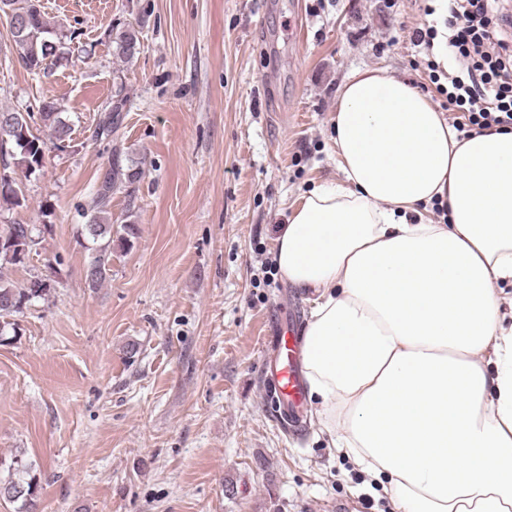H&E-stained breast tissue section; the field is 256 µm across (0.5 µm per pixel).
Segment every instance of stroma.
<instances>
[{
	"label": "stroma",
	"mask_w": 512,
	"mask_h": 512,
	"mask_svg": "<svg viewBox=\"0 0 512 512\" xmlns=\"http://www.w3.org/2000/svg\"><path fill=\"white\" fill-rule=\"evenodd\" d=\"M67 65L34 75L0 13V109L56 102L73 125L0 224L36 225L10 269L49 300L0 346V458L25 454L33 512H394L379 482L323 434L272 416L260 372L270 320L306 324L312 297L266 276L301 192L340 180L331 119L340 88L377 67L428 84L410 42L426 0H41ZM138 26L132 62L112 54ZM129 102L97 141L117 84ZM119 146L143 171L136 233L90 287L85 208ZM121 23L113 25L109 37L112 36V47L114 55L120 60L130 61L137 54L141 47L139 38V31H137L132 25H123Z\"/></svg>",
	"instance_id": "35a3bbf8"
}]
</instances>
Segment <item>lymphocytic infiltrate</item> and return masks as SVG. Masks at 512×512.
Returning <instances> with one entry per match:
<instances>
[{"instance_id":"f902f5d3","label":"lymphocytic infiltrate","mask_w":512,"mask_h":512,"mask_svg":"<svg viewBox=\"0 0 512 512\" xmlns=\"http://www.w3.org/2000/svg\"><path fill=\"white\" fill-rule=\"evenodd\" d=\"M411 35L452 126L512 127V0H443Z\"/></svg>"}]
</instances>
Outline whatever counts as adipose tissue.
<instances>
[{"instance_id": "ef3b65f1", "label": "adipose tissue", "mask_w": 512, "mask_h": 512, "mask_svg": "<svg viewBox=\"0 0 512 512\" xmlns=\"http://www.w3.org/2000/svg\"><path fill=\"white\" fill-rule=\"evenodd\" d=\"M332 129L342 178L298 196L275 254L314 296L319 422L397 512H512V129L460 136L380 68Z\"/></svg>"}]
</instances>
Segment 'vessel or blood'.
Returning a JSON list of instances; mask_svg holds the SVG:
<instances>
[{"mask_svg": "<svg viewBox=\"0 0 512 512\" xmlns=\"http://www.w3.org/2000/svg\"><path fill=\"white\" fill-rule=\"evenodd\" d=\"M302 338L297 323L276 325L264 339V381L277 419L286 426L301 427L306 388L302 375Z\"/></svg>", "mask_w": 512, "mask_h": 512, "instance_id": "b4317fda", "label": "vessel or blood"}]
</instances>
